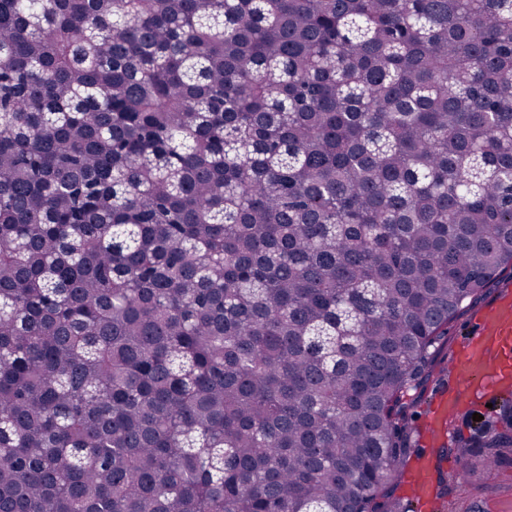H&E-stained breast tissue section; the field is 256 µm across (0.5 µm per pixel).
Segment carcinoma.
<instances>
[{"mask_svg":"<svg viewBox=\"0 0 512 512\" xmlns=\"http://www.w3.org/2000/svg\"><path fill=\"white\" fill-rule=\"evenodd\" d=\"M508 267L512 0H0V512H408ZM510 272L511 276H509ZM511 277L512 268L508 267L502 275L507 287L501 284L499 287L490 288L470 310L448 324V342L444 343L438 355L441 364L428 380L412 418L415 448H419V453L422 455L431 448L426 436L427 420L435 410L439 388L443 380L448 379L450 372L456 380L472 382L477 396L492 397L510 387L512 382V294L510 290L502 294L501 292L508 287L512 290ZM496 299L497 301L485 310ZM480 313L476 320V330L466 341L465 351L454 361L475 318ZM441 368H444V371H441ZM443 391L438 397V404L444 410L436 419L433 417L432 423L429 425V435L432 444L442 443L445 436L444 425L452 417V413L461 398L459 391L455 390L451 385L443 387Z\"/></svg>","mask_w":512,"mask_h":512,"instance_id":"cac0c4a2","label":"carcinoma"}]
</instances>
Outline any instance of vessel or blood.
I'll use <instances>...</instances> for the list:
<instances>
[{
  "label": "vessel or blood",
  "mask_w": 512,
  "mask_h": 512,
  "mask_svg": "<svg viewBox=\"0 0 512 512\" xmlns=\"http://www.w3.org/2000/svg\"><path fill=\"white\" fill-rule=\"evenodd\" d=\"M452 376L473 383L474 392L492 397L512 386V293L503 292L497 301L483 311L476 321V330L466 342L463 354L452 367ZM461 394L448 388L438 397L442 413L429 425L432 443L444 438V426L451 418ZM438 462L437 455L422 457L411 480V490L419 500H435L436 494L428 474Z\"/></svg>",
  "instance_id": "vessel-or-blood-1"
}]
</instances>
